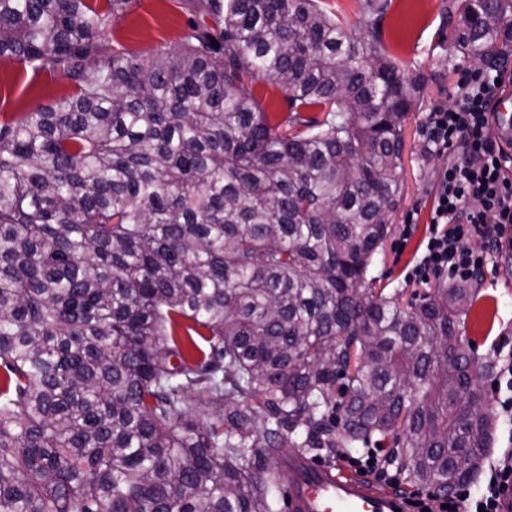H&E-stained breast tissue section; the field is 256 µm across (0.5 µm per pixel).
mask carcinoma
<instances>
[{
	"label": "carcinoma",
	"instance_id": "cac0c4a2",
	"mask_svg": "<svg viewBox=\"0 0 512 512\" xmlns=\"http://www.w3.org/2000/svg\"><path fill=\"white\" fill-rule=\"evenodd\" d=\"M129 3L0 0V57L74 85L0 124V512H273L283 471L259 460L387 438L409 481L469 482L495 424L474 288L368 285L419 93L383 5L354 39L316 0H200L214 26L178 50L107 55ZM510 45L512 0H461L463 58ZM263 112L273 124L285 120L293 109L279 85L267 79H256L250 84Z\"/></svg>",
	"mask_w": 512,
	"mask_h": 512
}]
</instances>
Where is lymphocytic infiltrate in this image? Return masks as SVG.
Instances as JSON below:
<instances>
[{
  "label": "lymphocytic infiltrate",
  "instance_id": "lymphocytic-infiltrate-1",
  "mask_svg": "<svg viewBox=\"0 0 512 512\" xmlns=\"http://www.w3.org/2000/svg\"><path fill=\"white\" fill-rule=\"evenodd\" d=\"M512 87V68L499 65L462 71L452 105H436L422 124L425 150L447 156L436 175L435 206L424 248L409 272L427 281L468 282L484 276L491 258L512 247V139L493 135L495 104ZM481 239L483 250L471 242ZM481 494L464 484L444 502L448 512H500L512 491V448L489 460Z\"/></svg>",
  "mask_w": 512,
  "mask_h": 512
}]
</instances>
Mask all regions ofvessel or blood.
<instances>
[{"label":"vessel or blood","mask_w":512,"mask_h":512,"mask_svg":"<svg viewBox=\"0 0 512 512\" xmlns=\"http://www.w3.org/2000/svg\"><path fill=\"white\" fill-rule=\"evenodd\" d=\"M288 471L287 512H407L402 498L362 476L345 475L297 454L278 461Z\"/></svg>","instance_id":"vessel-or-blood-1"}]
</instances>
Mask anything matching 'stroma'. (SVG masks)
Returning <instances> with one entry per match:
<instances>
[{
    "mask_svg": "<svg viewBox=\"0 0 512 512\" xmlns=\"http://www.w3.org/2000/svg\"><path fill=\"white\" fill-rule=\"evenodd\" d=\"M378 25L383 52L417 76L420 92L404 125L402 166L397 172L401 199L390 215V231L375 254L368 275L377 287L400 292L403 299L421 295L427 287L407 279L418 247L426 235L434 205V173L443 165L440 156L424 152L419 137L426 112L450 102L466 61L456 57L451 34L458 20L460 0H388ZM211 24V17L194 8L192 0H131L124 16L104 28L98 42L140 58L158 47H178L189 23ZM74 91L71 83L53 71L0 57V122L19 118L50 105ZM417 226L408 242H401L404 224ZM494 271L474 280L476 297L466 317V335L477 356L496 355L504 336L512 337V249L494 255Z\"/></svg>",
    "mask_w": 512,
    "mask_h": 512,
    "instance_id": "obj_1",
    "label": "stroma"
}]
</instances>
